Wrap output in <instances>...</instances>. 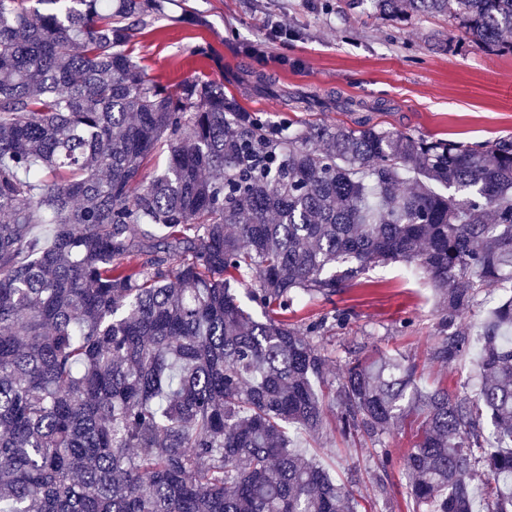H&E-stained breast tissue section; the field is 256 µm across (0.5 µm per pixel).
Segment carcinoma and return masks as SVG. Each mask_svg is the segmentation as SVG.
Here are the masks:
<instances>
[{
  "mask_svg": "<svg viewBox=\"0 0 512 512\" xmlns=\"http://www.w3.org/2000/svg\"><path fill=\"white\" fill-rule=\"evenodd\" d=\"M25 2L0 0V512H358L288 438L319 440L330 408L383 474L418 422L417 512H473L478 472L486 512H512V141L273 123L202 73L147 76L132 45L162 0ZM355 4L512 54V0ZM396 262L437 297L430 360L479 345L475 397L423 389L403 356L316 389L348 314L288 311Z\"/></svg>",
  "mask_w": 512,
  "mask_h": 512,
  "instance_id": "1",
  "label": "carcinoma"
}]
</instances>
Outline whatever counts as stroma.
<instances>
[{
	"label": "stroma",
	"mask_w": 512,
	"mask_h": 512,
	"mask_svg": "<svg viewBox=\"0 0 512 512\" xmlns=\"http://www.w3.org/2000/svg\"><path fill=\"white\" fill-rule=\"evenodd\" d=\"M169 0L165 19L149 21L134 40V54L149 77L173 87L200 71L223 83L239 102L274 121L352 124L356 115L334 108L336 99L385 109L372 123L393 132L437 135L466 145L512 140V55H490L461 48V31L446 18L418 17L404 26L376 18L350 0ZM193 12L201 25L181 23ZM285 23L288 39L271 43L274 22ZM204 47L209 57L197 55ZM312 95L327 109L295 111L293 94ZM367 282L347 288L332 301L306 299L293 318L304 323L331 310L349 311L348 325L330 327L325 342L333 353L326 385H334L348 360L400 354L414 361L426 388L463 387L475 393L474 355L450 365L432 363L428 353L438 320L429 282L400 264L376 267ZM388 440L389 499L373 495V448L344 437L338 422L327 425L323 446H310L337 482L353 470L355 491L367 512H410L403 457L410 446L406 430Z\"/></svg>",
	"instance_id": "35a3bbf8"
}]
</instances>
